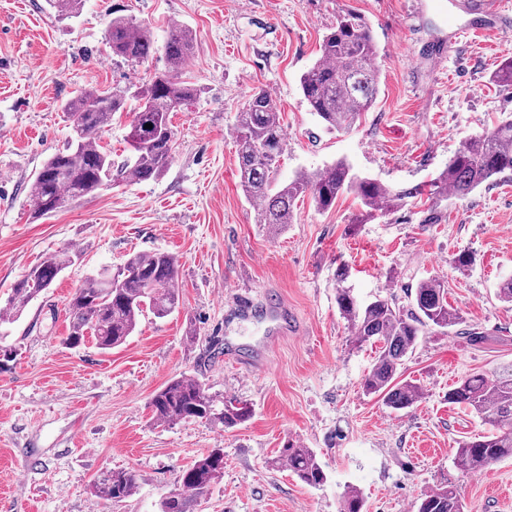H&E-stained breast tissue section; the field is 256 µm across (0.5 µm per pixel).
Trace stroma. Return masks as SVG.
<instances>
[{
	"mask_svg": "<svg viewBox=\"0 0 512 512\" xmlns=\"http://www.w3.org/2000/svg\"><path fill=\"white\" fill-rule=\"evenodd\" d=\"M82 0L61 16L47 0H0V308L32 265L63 247L75 260L12 323L0 348V512H159L190 462L224 451V475L198 512H339L346 488L361 491L363 512H415L419 496L453 485L465 512H512V459L475 474L455 463L457 443L483 432L448 391L475 372L512 362V303L497 289L512 275V173L464 198L430 208L411 200L355 223L360 207L340 197L328 211L298 198L294 221L277 237L258 224L239 181L238 112L261 88L280 109L285 151L279 179L343 159L391 189L428 183L467 139L512 112V88L493 82L512 52V32L473 37L440 66L430 53L448 41L468 0ZM368 23L380 84L373 106L346 131L327 129L310 110L301 74L319 57L324 35L344 12ZM117 16L150 28H189L194 53L183 79L197 97L172 115L174 159L160 177L128 181V117L101 137L112 184L46 219H33L27 187L66 148L64 102L78 92L135 89L165 68L163 54L130 63L112 55L104 31ZM178 259L181 305L164 319H142L127 342L101 352L77 349L66 304L86 278L119 268L133 252ZM468 252L466 272L453 259ZM346 264L360 301L394 295L423 279L443 281L461 330L423 336L404 378L424 392L393 411L365 395L375 348H355L336 306V268ZM280 293L299 319L296 334L269 343L260 369L224 364V341L259 343L264 322L226 321L230 296ZM199 377L213 394L249 405L246 423L199 420L158 425L149 402L171 378ZM313 449L327 481L309 487L276 464L285 442ZM132 469L136 493L120 502L94 497L104 470Z\"/></svg>",
	"mask_w": 512,
	"mask_h": 512,
	"instance_id": "35a3bbf8",
	"label": "stroma"
}]
</instances>
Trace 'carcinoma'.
Listing matches in <instances>:
<instances>
[{"label": "carcinoma", "instance_id": "obj_1", "mask_svg": "<svg viewBox=\"0 0 512 512\" xmlns=\"http://www.w3.org/2000/svg\"><path fill=\"white\" fill-rule=\"evenodd\" d=\"M107 44L116 56L140 63L152 57L157 47L150 29L124 17L110 20ZM166 67L129 95L124 91L79 92L64 104L73 138L68 149L49 158L29 185L28 205L35 219L47 218L74 203L95 196L112 181V159L100 145L105 128L115 114L132 115L127 143L131 159L124 172L131 181L155 179L173 161L167 138L174 136L170 115L198 95L199 89L180 78L194 51L192 32L179 24L169 27L162 46ZM319 61L300 77L301 89L310 109L327 127L351 128L373 105L379 89L377 48L370 29L350 14L339 17L324 36ZM494 80L512 86V54H507L494 73ZM152 128H146V125ZM284 136L277 102L265 91H253L243 104L236 126V154L245 197L254 206L258 222L271 232L292 222L293 204L305 194L321 211L333 208L337 199L352 195L361 204L362 224L385 208L397 207L412 198L427 195L431 206L451 194L465 197L485 183L512 172V117L499 120L492 129L469 138L448 160V167L430 185L389 189L379 182L352 172L338 160L320 173L302 172L291 181L277 179ZM78 258L66 248L36 263L18 279L8 299L9 318L19 319L29 304ZM179 266L167 252L134 253L108 277H89L68 301L71 324L64 344L78 348L91 337L108 352L133 335L141 319L151 314L161 319L180 306ZM349 271H336V305L347 320L355 346H376L377 355L361 386L377 394L384 404L404 410L422 397L421 387L400 379L406 356L419 338L438 328L448 330L463 322L448 306V292L438 280L420 281L407 293L408 305L392 295H378L360 303L347 285ZM448 403L464 405L489 426V432L458 443L455 465L464 473L484 470L489 459L512 458V364L493 372H475L448 390ZM152 420L161 425L200 420L233 428L252 416L250 406L236 400H218L197 377L171 379L151 400ZM221 449L213 448L195 459L182 473V490L176 512H197L200 499L224 474ZM276 463L285 464L299 481L322 485L326 473L309 448L287 442ZM137 475L128 469L109 470L94 481V495L104 501H120L134 495ZM364 498L355 488L341 497L340 512H363ZM418 512H464L458 490L451 485L424 492Z\"/></svg>", "mask_w": 512, "mask_h": 512}]
</instances>
